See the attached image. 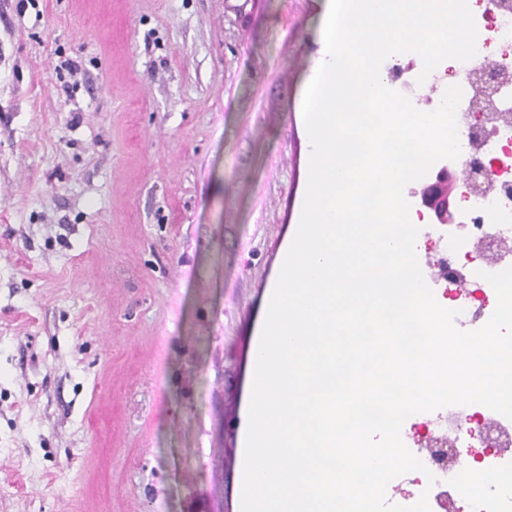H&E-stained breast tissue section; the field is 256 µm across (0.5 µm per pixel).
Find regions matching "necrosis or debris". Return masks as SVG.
<instances>
[{"mask_svg":"<svg viewBox=\"0 0 512 512\" xmlns=\"http://www.w3.org/2000/svg\"><path fill=\"white\" fill-rule=\"evenodd\" d=\"M474 20L478 52H485L489 44H496L501 60L512 71V7H499L495 0H485L484 9L475 13ZM497 105L499 111L510 113L511 118L488 125L483 134L486 142L498 147L497 163L491 175L494 189L475 198L468 208L460 211V233L438 237L435 242L436 272L451 287L448 307L457 311L455 324L462 330L474 329L490 318L492 309L488 300L495 290L484 275L501 271L502 265L497 261H473L472 271L463 282L457 274L456 260L469 257L471 243L486 237L497 244H512V97L498 100ZM467 288L481 292L483 302L474 306L464 300L462 293ZM482 472L491 477L492 483L486 490L477 491L468 485L465 474L449 471L437 456L427 462L425 471L410 472L407 480L420 494L433 482L454 483L464 503V512H512V468L500 467L490 459Z\"/></svg>","mask_w":512,"mask_h":512,"instance_id":"4bbe7bcc","label":"necrosis or debris"}]
</instances>
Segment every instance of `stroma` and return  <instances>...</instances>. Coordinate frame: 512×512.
<instances>
[{"mask_svg": "<svg viewBox=\"0 0 512 512\" xmlns=\"http://www.w3.org/2000/svg\"><path fill=\"white\" fill-rule=\"evenodd\" d=\"M326 14L0 0V512H232Z\"/></svg>", "mask_w": 512, "mask_h": 512, "instance_id": "stroma-1", "label": "stroma"}]
</instances>
